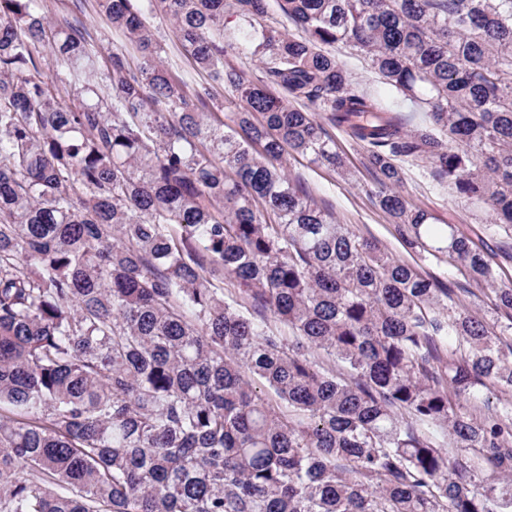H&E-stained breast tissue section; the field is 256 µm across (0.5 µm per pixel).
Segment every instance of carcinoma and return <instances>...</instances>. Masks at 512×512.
I'll list each match as a JSON object with an SVG mask.
<instances>
[{
	"label": "carcinoma",
	"mask_w": 512,
	"mask_h": 512,
	"mask_svg": "<svg viewBox=\"0 0 512 512\" xmlns=\"http://www.w3.org/2000/svg\"><path fill=\"white\" fill-rule=\"evenodd\" d=\"M98 6L137 66L0 0V512H512V400L466 410L512 394V282L392 191L428 162L512 232V0H279L295 34L266 0ZM157 17L207 81L163 64ZM340 43L429 124L359 91ZM328 125L403 246L493 286L500 318L285 174L345 171Z\"/></svg>",
	"instance_id": "obj_1"
}]
</instances>
